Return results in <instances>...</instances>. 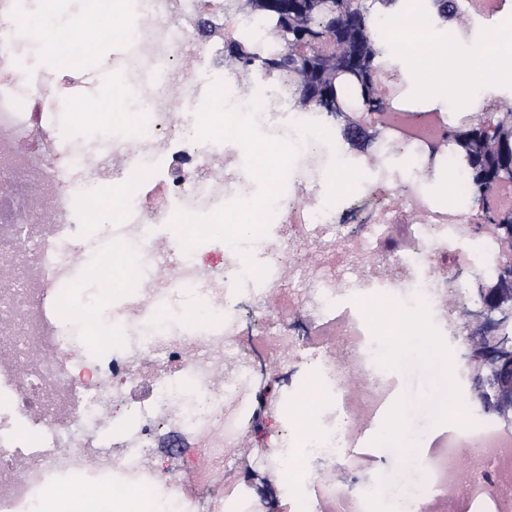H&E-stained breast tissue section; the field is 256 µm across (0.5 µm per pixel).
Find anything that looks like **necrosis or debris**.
Returning a JSON list of instances; mask_svg holds the SVG:
<instances>
[{
    "mask_svg": "<svg viewBox=\"0 0 512 512\" xmlns=\"http://www.w3.org/2000/svg\"><path fill=\"white\" fill-rule=\"evenodd\" d=\"M463 2L467 31L512 42V0ZM29 9V0H0V512H41L47 488L71 484L137 492L164 512H268L230 454L241 446L252 450L251 469L300 468L301 480L281 482L286 512H371L369 494L320 466L331 460L354 476L374 464L366 437L399 387L378 359L387 323L365 303L422 314L433 335L454 336L458 312L482 307L471 281L495 279L503 259L495 225L465 206L470 183L450 138L491 110L492 96L476 88L470 108L415 111L393 66V56H416L421 40L438 50L457 43L456 32L436 26L430 0H400L369 18L388 49L373 79L400 122L381 123L365 160L310 139L316 113L293 111L283 77L259 64L277 53V33L224 0H136L124 13L97 0L111 27L70 21L61 56L115 45L112 67L148 121L137 145L131 133L97 127L108 106L83 71L59 84L28 66ZM204 15L249 41L258 63L225 68L222 46L195 35ZM218 89L223 113L195 111ZM63 99L72 111L59 110ZM269 142L283 173L250 210V232L211 239L212 220L254 196V148ZM228 155L242 164L225 163ZM440 171L452 185L443 199L431 192ZM339 172L355 175L352 194L334 192ZM138 177L150 198L130 197ZM176 218L192 234L164 236ZM116 252L133 259L134 290L114 284ZM88 282L111 298L114 334L63 316ZM187 295L206 318L190 317ZM306 311L314 325L303 322ZM275 359L285 372L266 396L260 380ZM307 380L320 392L313 434L294 421L274 432L257 422L265 403L302 407ZM112 401L126 402V421L110 419ZM460 405L472 443L512 442L470 398ZM159 421L178 434L190 480L163 483L144 465ZM91 427L110 435L87 442ZM462 481L458 512H501L496 462Z\"/></svg>",
    "mask_w": 512,
    "mask_h": 512,
    "instance_id": "1",
    "label": "necrosis or debris"
}]
</instances>
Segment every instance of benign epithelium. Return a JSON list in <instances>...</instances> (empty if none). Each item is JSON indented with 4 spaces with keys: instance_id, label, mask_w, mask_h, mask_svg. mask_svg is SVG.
<instances>
[{
    "instance_id": "obj_1",
    "label": "benign epithelium",
    "mask_w": 512,
    "mask_h": 512,
    "mask_svg": "<svg viewBox=\"0 0 512 512\" xmlns=\"http://www.w3.org/2000/svg\"><path fill=\"white\" fill-rule=\"evenodd\" d=\"M325 21L322 34H305L293 41H285L281 53L266 62L270 71H284L293 60L302 56L307 60L305 68L291 72L292 84L301 88L295 102L305 108L321 104L327 92L338 94L337 84L347 82L364 73L374 74L377 68L376 56L363 52L354 55L336 53V42L348 37L345 21L352 20L365 25L360 0H322ZM239 8L249 13L253 10H267L280 18L279 27L288 29L303 18L305 0H240ZM332 115L348 129L358 127L352 111L338 97L332 105ZM486 141H497L503 135L512 138V123L498 118L493 122L481 118L477 124ZM512 183V174H495L491 186L480 184L481 210L487 217L499 214L489 208L486 197L490 187ZM505 261L502 273L512 277V233L504 225H497ZM477 295L482 298L480 313L467 316L459 325L466 345L464 358L468 364V377L474 386L476 398L485 408L493 412L501 424L512 427V381L503 378L504 368L512 370V339L504 335L505 323L512 319V289L486 288L479 286Z\"/></svg>"
}]
</instances>
